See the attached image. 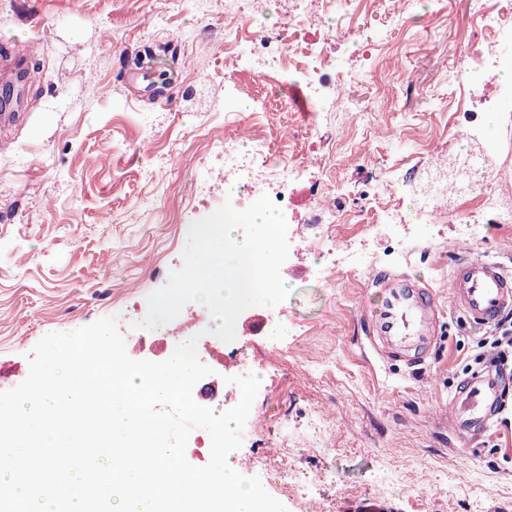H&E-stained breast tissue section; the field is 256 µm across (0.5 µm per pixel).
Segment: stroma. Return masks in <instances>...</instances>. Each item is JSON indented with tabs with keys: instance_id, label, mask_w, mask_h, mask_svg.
<instances>
[{
	"instance_id": "obj_1",
	"label": "stroma",
	"mask_w": 512,
	"mask_h": 512,
	"mask_svg": "<svg viewBox=\"0 0 512 512\" xmlns=\"http://www.w3.org/2000/svg\"><path fill=\"white\" fill-rule=\"evenodd\" d=\"M231 0H0V44L31 48L32 81L15 84L14 124L0 134V391L20 384L28 355L50 332H72L120 317L126 299L147 300L183 263L190 228L218 209L205 198L188 208L193 184L217 175L210 140L223 134L213 111L224 102V11ZM473 0H415L391 22L362 17L371 57L340 48L367 75L340 87L352 111L319 123L297 113H266L261 123L282 155L320 153L326 180L347 200L349 224L313 232L324 248L368 244L365 265L320 273L328 258L296 259L302 277L277 308L255 306L237 328L224 362L247 358L260 387L253 402L259 434L246 435L232 459L261 455L287 440L282 460L302 489L255 474L287 512H305L303 495L323 512H512V380L484 437L456 438L436 411L477 370L484 327L453 306L447 283L459 249L512 270V224H418L413 192L430 149H463L461 119L448 111L446 81L457 48L472 39ZM185 45L181 57L166 43ZM153 66L136 80L141 59ZM419 90L405 98L403 87ZM296 126L295 140L276 141ZM393 196L405 238L370 240L366 198L375 184ZM413 274L434 292L438 336L431 357L406 366L365 346L360 319L381 275ZM282 347L276 357L272 348ZM333 427L330 444L307 429L317 410Z\"/></svg>"
}]
</instances>
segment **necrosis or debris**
I'll return each instance as SVG.
<instances>
[{
	"instance_id": "1",
	"label": "necrosis or debris",
	"mask_w": 512,
	"mask_h": 512,
	"mask_svg": "<svg viewBox=\"0 0 512 512\" xmlns=\"http://www.w3.org/2000/svg\"><path fill=\"white\" fill-rule=\"evenodd\" d=\"M362 0H284L279 25L272 30L243 33L236 16L224 18V53L235 58L239 67L263 73L276 84L295 86L301 94L303 111L325 118L349 111L348 101L337 97L338 84L357 82L361 71L342 65L336 46L348 43L358 51L367 46L358 24ZM474 32L481 44L480 54L461 46L457 66L465 81L455 86L448 99L452 112L469 114L465 139L466 152L445 158L435 157L426 167L417 219L423 224L439 223L448 217L459 224L478 226L483 212H491L497 224L512 223V205L503 203L492 185L493 163L498 144L482 136V123L476 113H500L512 118V82L503 72L512 70V0H496L492 11L475 9ZM224 89L236 103L224 117V137L215 140L224 174L202 185L199 195L229 200L234 209L247 208L253 197L268 196L280 208L286 221H294L296 179L300 169L321 167V158H301L277 154L268 138L257 127V116L266 111L263 100L245 91L235 77H228ZM479 197L480 208L465 204ZM309 207L303 217L307 224H341L348 210L334 190L323 180L307 189ZM199 359L211 362L213 372L198 383L203 403L212 411L224 406V343L210 338L198 344Z\"/></svg>"
}]
</instances>
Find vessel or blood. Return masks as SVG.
I'll list each match as a JSON object with an SVG mask.
<instances>
[{
  "mask_svg": "<svg viewBox=\"0 0 512 512\" xmlns=\"http://www.w3.org/2000/svg\"><path fill=\"white\" fill-rule=\"evenodd\" d=\"M382 303L365 318L371 342L382 344L392 357L414 361L431 343L437 325V309L431 292L406 277L376 280ZM455 308L479 324L495 322L512 311V272L496 260L463 257L456 261L450 280ZM500 383L486 371H474L442 408L437 422L459 437L476 438L487 430L497 414Z\"/></svg>",
  "mask_w": 512,
  "mask_h": 512,
  "instance_id": "obj_1",
  "label": "vessel or blood"
}]
</instances>
